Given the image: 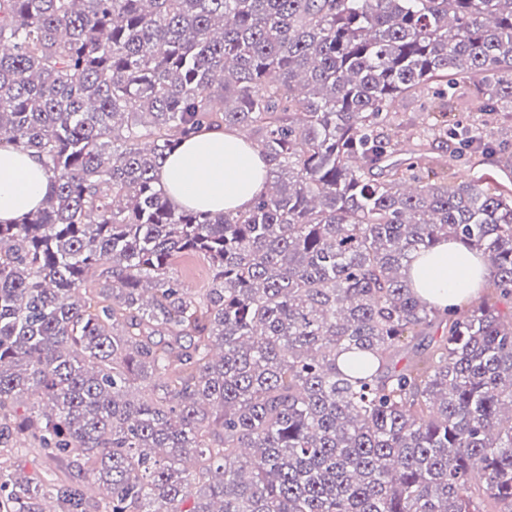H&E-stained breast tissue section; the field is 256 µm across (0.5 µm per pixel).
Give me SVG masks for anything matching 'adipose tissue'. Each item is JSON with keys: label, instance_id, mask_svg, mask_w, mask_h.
Segmentation results:
<instances>
[{"label": "adipose tissue", "instance_id": "obj_1", "mask_svg": "<svg viewBox=\"0 0 512 512\" xmlns=\"http://www.w3.org/2000/svg\"><path fill=\"white\" fill-rule=\"evenodd\" d=\"M270 165L232 130H210L184 140L160 171L170 202L203 211L249 209L263 191ZM53 184L31 151H0V223L17 222L41 206ZM415 290L440 309L468 305L483 287L486 268L464 245L444 241L409 264Z\"/></svg>", "mask_w": 512, "mask_h": 512}]
</instances>
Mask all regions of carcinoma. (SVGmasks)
I'll use <instances>...</instances> for the list:
<instances>
[{"mask_svg":"<svg viewBox=\"0 0 512 512\" xmlns=\"http://www.w3.org/2000/svg\"><path fill=\"white\" fill-rule=\"evenodd\" d=\"M2 42L0 148L44 157L55 191L0 223V448L25 435L111 495L0 467V512H512V191L386 164L402 128L450 169H512V0H0ZM471 84L470 122L446 121ZM423 97L444 121L392 111ZM224 128L268 189L175 207L158 171ZM443 240L495 302L414 292L411 255ZM181 253L205 293L172 277ZM171 272L183 288H189L196 295L209 288L212 279L208 262L196 254H180L175 259Z\"/></svg>","mask_w":512,"mask_h":512,"instance_id":"carcinoma-1","label":"carcinoma"}]
</instances>
